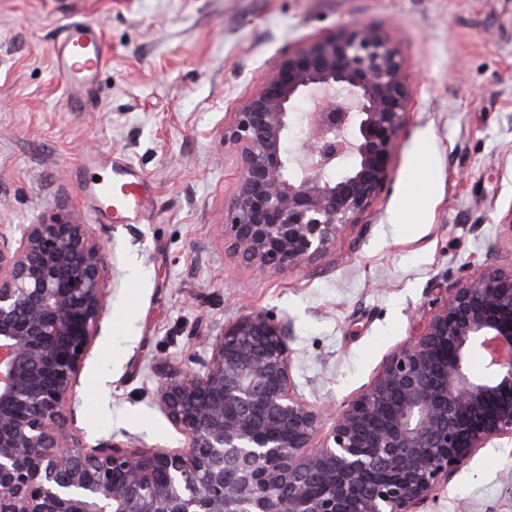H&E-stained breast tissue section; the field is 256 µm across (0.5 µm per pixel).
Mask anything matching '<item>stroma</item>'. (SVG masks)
Segmentation results:
<instances>
[{"instance_id": "obj_1", "label": "stroma", "mask_w": 512, "mask_h": 512, "mask_svg": "<svg viewBox=\"0 0 512 512\" xmlns=\"http://www.w3.org/2000/svg\"><path fill=\"white\" fill-rule=\"evenodd\" d=\"M110 59L79 103L51 62L67 24ZM388 34L412 97L386 192L312 261L257 277L224 238L239 174L224 127L279 60L353 24ZM145 174L137 223L102 216L86 158ZM512 0H0V225L71 217L115 280L76 388L87 445L183 447L159 361L255 311L288 323L305 399L352 402L434 312L440 289L512 258ZM419 512H512V438L492 440Z\"/></svg>"}]
</instances>
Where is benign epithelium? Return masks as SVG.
I'll return each mask as SVG.
<instances>
[{
	"label": "benign epithelium",
	"instance_id": "1",
	"mask_svg": "<svg viewBox=\"0 0 512 512\" xmlns=\"http://www.w3.org/2000/svg\"><path fill=\"white\" fill-rule=\"evenodd\" d=\"M410 98L374 27L284 56L224 127L240 161L224 211L232 251L259 276L324 253L387 189ZM109 283L86 224L0 229V512H417L476 450L512 436V269L497 268L436 302L319 446L325 409L297 393L288 324L266 311L222 328L200 369L163 370L157 401L186 447L88 446L75 386Z\"/></svg>",
	"mask_w": 512,
	"mask_h": 512
}]
</instances>
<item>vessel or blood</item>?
I'll return each instance as SVG.
<instances>
[{"label": "vessel or blood", "instance_id": "obj_1", "mask_svg": "<svg viewBox=\"0 0 512 512\" xmlns=\"http://www.w3.org/2000/svg\"><path fill=\"white\" fill-rule=\"evenodd\" d=\"M52 61L68 92L91 86L106 65L100 29L83 24L68 26L53 48ZM85 168L84 192L110 211L114 220L132 223L146 198V179L116 164L102 171L89 160Z\"/></svg>", "mask_w": 512, "mask_h": 512}]
</instances>
